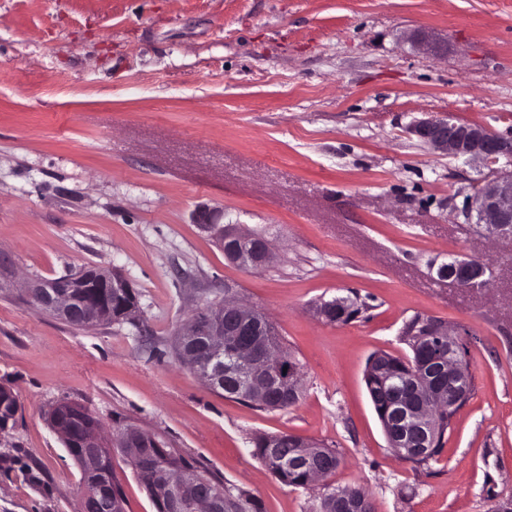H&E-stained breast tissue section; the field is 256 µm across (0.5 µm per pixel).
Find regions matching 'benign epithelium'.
<instances>
[{"label": "benign epithelium", "instance_id": "benign-epithelium-1", "mask_svg": "<svg viewBox=\"0 0 512 512\" xmlns=\"http://www.w3.org/2000/svg\"><path fill=\"white\" fill-rule=\"evenodd\" d=\"M418 50L426 55L437 53L440 40L432 35L415 37ZM409 134L434 153L452 159L478 162L489 171L490 178L474 187L469 198L468 212L476 214L479 229L496 237H512V131L497 133L484 125L463 123L450 116L425 118L409 127ZM194 223L215 243L225 255L251 269L262 268L272 259L274 252L268 238L248 234L237 224H223L212 209H200ZM490 271L488 264L478 256L456 258L438 269V275L459 288H481ZM17 269L11 254L0 248V290L14 287ZM98 287L129 288L131 283L117 270L96 269ZM83 287L82 273L75 272L53 279L28 278L20 289L22 296L39 311L75 325H98L105 322L102 310L93 301L77 303L68 292ZM257 309L242 304L232 297H224V305L207 306L197 311L178 333L179 344L185 348L183 364L213 388H224L228 377L244 379L252 389L254 402L265 406L270 402L272 387L283 380L298 384V376L286 367L281 355L266 350L258 354L254 346L243 340L257 336L255 329ZM427 333L437 339L441 349L448 350V373L440 383L427 389L428 399L415 396L396 404L397 427L384 429L391 447L402 456H419L427 447L440 424V414L461 410V404L472 392L473 374L470 353L462 348L461 336L465 329L439 320L427 321ZM86 408L77 403L62 402L50 415L52 427L63 440H68L66 421ZM149 435L135 429L107 436L95 424L82 441L80 460L91 471L99 461L112 455V449H125L133 463L144 459L143 445ZM321 456L318 449H303L289 459V465L310 466L316 479L323 477L314 465ZM161 492L169 500L185 507L184 512H215L216 494L199 493L200 482L184 474H167L159 482ZM100 502V512H112V498L105 497L96 485L88 481L83 485L81 499Z\"/></svg>", "mask_w": 512, "mask_h": 512}]
</instances>
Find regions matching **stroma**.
<instances>
[{"label": "stroma", "mask_w": 512, "mask_h": 512, "mask_svg": "<svg viewBox=\"0 0 512 512\" xmlns=\"http://www.w3.org/2000/svg\"><path fill=\"white\" fill-rule=\"evenodd\" d=\"M429 31L436 57L409 37ZM453 116L512 129V0H0V248L21 276L118 269L137 324L76 330L0 291V512H77L83 474L49 423L59 403L165 440L253 512H316L324 485L375 512L512 504V240L466 201L487 174L408 132ZM265 232L278 258L228 262L199 206ZM479 253L486 287L441 279ZM232 296L262 310L304 365L285 410L224 397L174 357L177 330ZM366 305L330 324L313 306ZM464 327L474 391L424 467L389 447L366 390L371 355L407 357L406 320ZM335 449L326 481L290 487L254 457L264 434ZM124 512H156L127 456Z\"/></svg>", "instance_id": "1"}]
</instances>
